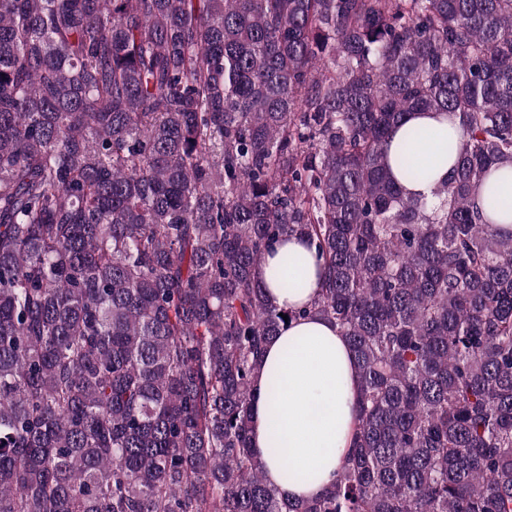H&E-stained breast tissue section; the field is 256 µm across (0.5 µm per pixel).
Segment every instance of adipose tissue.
Wrapping results in <instances>:
<instances>
[{
  "label": "adipose tissue",
  "instance_id": "ef3b65f1",
  "mask_svg": "<svg viewBox=\"0 0 512 512\" xmlns=\"http://www.w3.org/2000/svg\"><path fill=\"white\" fill-rule=\"evenodd\" d=\"M406 127L431 129L433 139L417 152L429 163L430 177L406 187L412 194L430 195L447 175L455 156L448 151V122L432 112L411 114ZM292 285L280 287L279 276ZM262 277L274 304L302 308L316 297L322 282L321 263L314 248L290 238L266 254ZM282 380L280 399L268 393L267 375ZM361 379L354 356L335 325L319 318H297L266 346L264 371L253 382L252 446L264 461V477L284 498L310 499L323 494L336 479L352 446L354 407ZM302 474L296 481L281 478L284 462Z\"/></svg>",
  "mask_w": 512,
  "mask_h": 512
}]
</instances>
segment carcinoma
Returning a JSON list of instances; mask_svg holds the SVG:
<instances>
[{
	"mask_svg": "<svg viewBox=\"0 0 512 512\" xmlns=\"http://www.w3.org/2000/svg\"><path fill=\"white\" fill-rule=\"evenodd\" d=\"M411 112L460 132L429 197ZM505 163L512 0H0V512H512ZM294 235L298 311L261 277ZM285 315L362 382L309 500L251 448ZM488 191L494 192L507 202L508 205L504 207L505 213L501 214L497 218V224H501L505 228L512 229V167H510V169L501 170L498 172V175H495L485 183L476 199L477 204L480 198ZM286 255L288 268L281 265ZM261 270L269 295L279 308H302L310 304L321 287V261L314 247L299 238L292 237L283 241V245H275L274 252L265 255ZM285 273H288V280L296 282L300 288H280L278 275Z\"/></svg>",
	"mask_w": 512,
	"mask_h": 512,
	"instance_id": "cac0c4a2",
	"label": "carcinoma"
}]
</instances>
